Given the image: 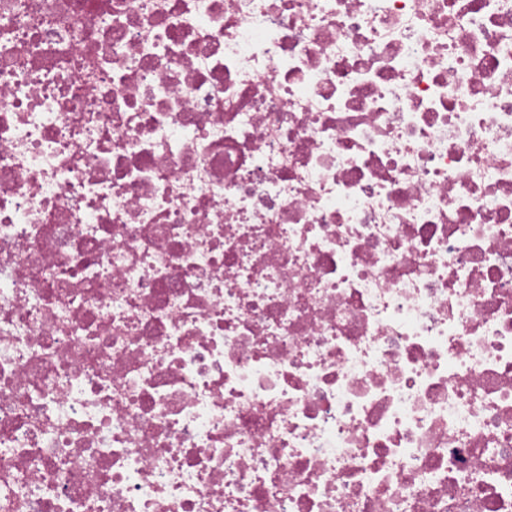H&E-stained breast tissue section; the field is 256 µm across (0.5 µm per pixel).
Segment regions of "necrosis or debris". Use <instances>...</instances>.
I'll return each mask as SVG.
<instances>
[{
	"label": "necrosis or debris",
	"mask_w": 512,
	"mask_h": 512,
	"mask_svg": "<svg viewBox=\"0 0 512 512\" xmlns=\"http://www.w3.org/2000/svg\"><path fill=\"white\" fill-rule=\"evenodd\" d=\"M0 512H512V0H0Z\"/></svg>",
	"instance_id": "obj_1"
}]
</instances>
